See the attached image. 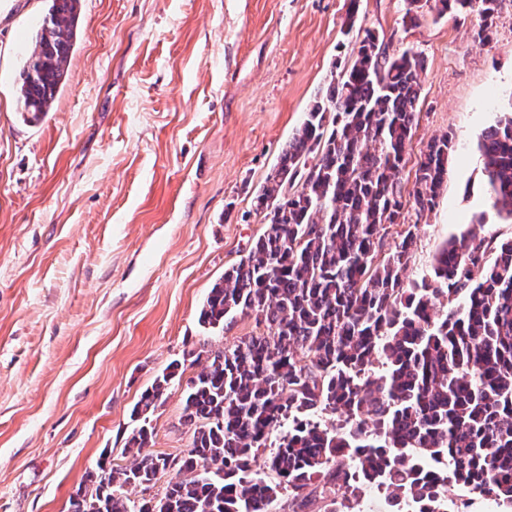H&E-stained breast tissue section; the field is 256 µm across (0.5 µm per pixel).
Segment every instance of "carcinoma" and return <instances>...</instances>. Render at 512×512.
I'll list each match as a JSON object with an SVG mask.
<instances>
[{"instance_id":"carcinoma-1","label":"carcinoma","mask_w":512,"mask_h":512,"mask_svg":"<svg viewBox=\"0 0 512 512\" xmlns=\"http://www.w3.org/2000/svg\"><path fill=\"white\" fill-rule=\"evenodd\" d=\"M415 25L423 0H403ZM438 15L475 13L488 42L505 0H437ZM81 0H47L18 101L31 119L64 86ZM422 55L389 52L365 30L331 75L254 196L264 231L208 292L199 323L239 317L257 332L206 351L189 380L181 456L148 451L152 415L181 379L176 362L132 410L127 450H103L68 512H356L370 487L390 512H447L464 489L512 508V240H450L429 276L407 280L414 232L386 243L404 207L431 211L453 138L430 140L405 190L400 178L421 94ZM494 206L512 220V99L480 144ZM330 412L337 424L321 422ZM167 477L160 496L135 501Z\"/></svg>"}]
</instances>
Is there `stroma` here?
I'll return each instance as SVG.
<instances>
[{
    "label": "stroma",
    "instance_id": "obj_1",
    "mask_svg": "<svg viewBox=\"0 0 512 512\" xmlns=\"http://www.w3.org/2000/svg\"><path fill=\"white\" fill-rule=\"evenodd\" d=\"M348 4L82 0L68 81L29 122L17 82L46 3L0 0V512H67L103 450L128 464L133 406L176 360L150 450L188 448L186 354L255 330L204 329L202 303L263 232L253 198L364 30L426 60L405 185L430 138L454 136L435 209L405 208L387 237L413 227L409 278L467 232L512 239L479 150L512 100V7L481 46L477 16L429 4L410 26L402 0H360L346 35Z\"/></svg>",
    "mask_w": 512,
    "mask_h": 512
}]
</instances>
